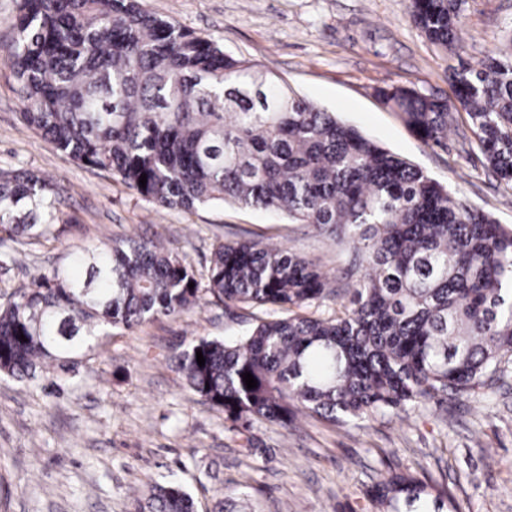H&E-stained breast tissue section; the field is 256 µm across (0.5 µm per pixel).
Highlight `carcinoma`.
Returning <instances> with one entry per match:
<instances>
[{
    "label": "carcinoma",
    "mask_w": 512,
    "mask_h": 512,
    "mask_svg": "<svg viewBox=\"0 0 512 512\" xmlns=\"http://www.w3.org/2000/svg\"><path fill=\"white\" fill-rule=\"evenodd\" d=\"M409 14L434 46L458 43L461 0H410ZM14 30L6 53L23 121L63 156L162 208L228 202L339 233L364 268L343 314L307 316L334 295L332 280L282 246L220 243L201 278L159 242L114 238L0 303L1 375L33 380L89 355L114 327L203 300L282 311L241 336L183 341L171 356L185 387L241 435L257 421L287 429L301 412L407 413L485 385L512 360V227L141 0H19ZM450 82L488 166L512 184V53L462 65ZM384 97L424 142L447 146V100L403 86ZM58 220L45 175L0 174L1 232L47 239ZM246 372L257 387L246 388ZM444 497L405 473L371 501L379 512H460ZM137 512H195V502L158 484Z\"/></svg>",
    "instance_id": "cac0c4a2"
}]
</instances>
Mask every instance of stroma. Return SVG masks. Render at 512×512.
<instances>
[{
	"mask_svg": "<svg viewBox=\"0 0 512 512\" xmlns=\"http://www.w3.org/2000/svg\"><path fill=\"white\" fill-rule=\"evenodd\" d=\"M153 12L271 70L295 92L407 158L467 205L512 226V185L488 167L465 110L453 105L448 145L425 143L379 91L394 85L451 98L450 72L512 45V0H463L461 48L432 46L409 0H144ZM16 0H0V171L32 170L56 185V238L0 240V298L72 250L135 235L160 239L206 273L218 243L275 241L337 280L320 315L342 311L359 274L352 247L310 224L227 203L162 209L110 174L64 157L20 119L24 98L6 59ZM273 309L201 303L135 330L114 329L91 356L36 381L0 377V512H135L156 482L182 485L197 512L217 499L255 512H370L378 480L426 470L462 512H512V364L489 387L409 414L293 427L255 423L250 451L222 411L192 394L170 360L197 336L239 335Z\"/></svg>",
	"mask_w": 512,
	"mask_h": 512,
	"instance_id": "1",
	"label": "stroma"
}]
</instances>
